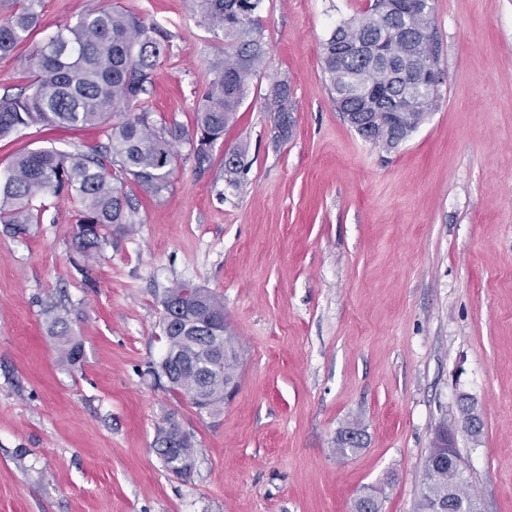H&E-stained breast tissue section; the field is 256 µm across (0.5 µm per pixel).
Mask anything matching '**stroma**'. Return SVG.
<instances>
[{
	"label": "stroma",
	"instance_id": "stroma-1",
	"mask_svg": "<svg viewBox=\"0 0 512 512\" xmlns=\"http://www.w3.org/2000/svg\"><path fill=\"white\" fill-rule=\"evenodd\" d=\"M115 0H43L40 26L0 56V95L29 83L38 46ZM171 33L134 104L193 130L224 56L194 0H116ZM369 0H263L267 56L235 122L197 166L189 143L171 192L125 186L132 233L95 259L74 246L78 203L41 195L28 234L0 228V512H417L436 427L448 423L480 512H512V0H434L442 76L435 112L393 149L332 102L322 43ZM288 83L281 134L266 104ZM99 126L24 128L20 150L88 152ZM245 151L238 184L228 148ZM190 282L224 301L238 388L198 411L150 372L166 351L162 300ZM68 313L83 358L61 364L47 307ZM468 395L483 421L464 427ZM195 441L170 474L159 430ZM359 427L363 445L336 438Z\"/></svg>",
	"mask_w": 512,
	"mask_h": 512
}]
</instances>
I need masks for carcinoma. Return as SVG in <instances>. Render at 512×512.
I'll return each instance as SVG.
<instances>
[{
    "label": "carcinoma",
    "mask_w": 512,
    "mask_h": 512,
    "mask_svg": "<svg viewBox=\"0 0 512 512\" xmlns=\"http://www.w3.org/2000/svg\"><path fill=\"white\" fill-rule=\"evenodd\" d=\"M209 26L224 34V58L212 65V77L195 112L193 137L181 126L156 127L145 112L117 123L112 115L146 93L153 68L169 41L166 29L147 23L119 7L88 12L58 31L36 50L33 75L25 90L0 97V140L31 126L107 128V143L90 153H65L45 147L19 155L0 179V224L15 236L25 235L35 219L33 199L48 191L66 192L80 204L74 235L77 251L89 261L108 237L129 233L137 208L123 186L133 181L156 198L172 190L178 167L176 145L195 143L198 166L210 161L208 148L224 138L233 124L248 80L261 68L266 48L259 12L263 0H194ZM42 0H14L12 13L0 22V56L13 51L40 25ZM355 51L339 54L345 45ZM324 72L336 110L389 112L404 108L409 118L390 127L388 147L404 142L437 107L438 42L434 16L422 11L394 10L387 0H374L359 17L343 21L323 44ZM290 90L284 82L267 97L279 126L288 128ZM242 152L224 155L227 175L241 171ZM162 331L167 357L175 358L181 379L170 391L202 410L191 394L192 384L208 389V403L224 401V384L236 382L237 352L232 338L225 345L232 360L215 361L214 371L199 369V360L213 342L215 323L224 319V302L215 293L187 282L167 290ZM48 330L57 341L59 361L74 365L82 344L73 338L66 315L46 311ZM448 424L435 431L424 461L418 512H444L448 493L458 491L456 508L478 512L466 490L461 459L440 463L447 452Z\"/></svg>",
    "instance_id": "carcinoma-1"
}]
</instances>
